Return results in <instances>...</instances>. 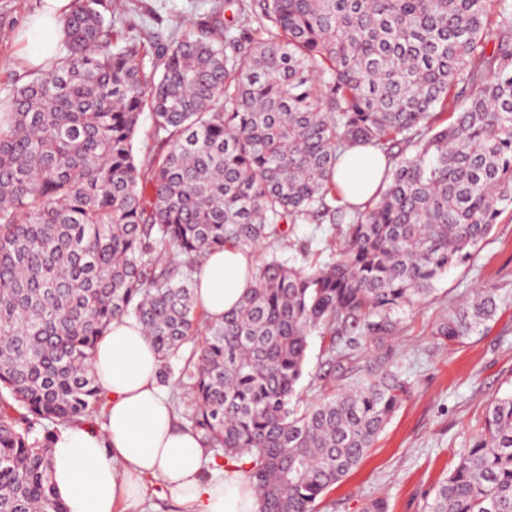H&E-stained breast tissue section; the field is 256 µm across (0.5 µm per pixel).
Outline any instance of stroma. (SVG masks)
Masks as SVG:
<instances>
[{
	"label": "stroma",
	"instance_id": "1",
	"mask_svg": "<svg viewBox=\"0 0 512 512\" xmlns=\"http://www.w3.org/2000/svg\"><path fill=\"white\" fill-rule=\"evenodd\" d=\"M41 0H0V107H11L31 75L19 71L24 50L17 34ZM98 10L116 29L144 43L195 38L223 27L232 16L224 0H98ZM336 235L331 215L296 225L293 240L308 246L314 260ZM502 297L495 319L463 343L440 345L434 330L475 292ZM328 341L309 340L301 397L313 402L331 392L326 373ZM388 361L410 386V399L393 415L363 462L322 500V512H365L375 498L389 512H423L427 497L454 467L455 453L478 430L486 407L512 393V209L470 258L451 268L431 296L407 308L398 333L388 341Z\"/></svg>",
	"mask_w": 512,
	"mask_h": 512
}]
</instances>
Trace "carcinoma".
I'll return each instance as SVG.
<instances>
[{
    "mask_svg": "<svg viewBox=\"0 0 512 512\" xmlns=\"http://www.w3.org/2000/svg\"><path fill=\"white\" fill-rule=\"evenodd\" d=\"M227 7L223 31L150 50L72 0L63 53L0 115V512H67L46 423L99 412L90 357L122 318L143 326L161 384L182 362L187 426L205 452L250 459L260 512H319L408 396L384 353L406 307L512 206L509 0ZM146 110L166 150L143 163ZM355 145L391 160L361 212L331 206ZM330 211L346 228L327 261L273 251L223 322L201 314L206 253L286 249ZM497 309L489 291L434 335L459 343ZM313 335L340 374H365L302 409ZM456 458L423 512H512V395Z\"/></svg>",
    "mask_w": 512,
    "mask_h": 512,
    "instance_id": "carcinoma-1",
    "label": "carcinoma"
}]
</instances>
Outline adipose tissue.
<instances>
[{"instance_id": "adipose-tissue-1", "label": "adipose tissue", "mask_w": 512, "mask_h": 512, "mask_svg": "<svg viewBox=\"0 0 512 512\" xmlns=\"http://www.w3.org/2000/svg\"><path fill=\"white\" fill-rule=\"evenodd\" d=\"M72 0H42L21 35L20 58L29 70L48 69L59 56L63 20ZM387 159L373 147H355L336 167L335 181L347 203L360 206L381 187ZM256 261L235 247L211 253L194 277L200 308L222 321L254 286ZM106 398V425H69L52 442V485L67 512H114L121 502L143 497L146 479L158 481L182 512H258L259 500L240 466L205 478L212 461L195 433L177 428L169 399L158 381L159 358L140 324L112 322L91 358Z\"/></svg>"}]
</instances>
